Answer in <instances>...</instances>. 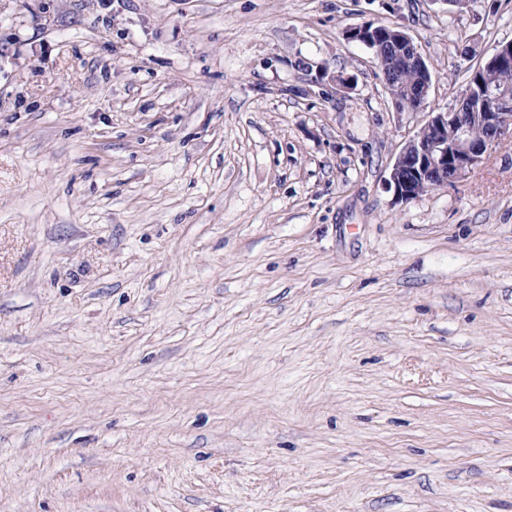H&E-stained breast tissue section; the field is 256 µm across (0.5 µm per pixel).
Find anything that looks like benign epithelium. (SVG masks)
Here are the masks:
<instances>
[{
    "label": "benign epithelium",
    "mask_w": 512,
    "mask_h": 512,
    "mask_svg": "<svg viewBox=\"0 0 512 512\" xmlns=\"http://www.w3.org/2000/svg\"><path fill=\"white\" fill-rule=\"evenodd\" d=\"M395 58L425 70L423 57L406 33L392 50ZM512 66V43L500 46L487 60L489 68ZM431 87L426 79L406 111L424 109ZM512 138V89L504 86L481 87L473 97L466 87L458 103L447 112H430L427 121L410 136L389 171L388 188L397 201L416 198L417 183L441 189L460 181L479 166L502 139Z\"/></svg>",
    "instance_id": "benign-epithelium-1"
}]
</instances>
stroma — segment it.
<instances>
[{"label": "stroma", "mask_w": 512, "mask_h": 512, "mask_svg": "<svg viewBox=\"0 0 512 512\" xmlns=\"http://www.w3.org/2000/svg\"><path fill=\"white\" fill-rule=\"evenodd\" d=\"M507 42L512 0H0V512H512V139L386 185ZM392 54L395 59L415 64L422 72H425L423 57L418 51L413 39L408 34L404 32L399 34L392 50ZM394 70L397 72L394 77V85H385L397 104V100L402 101L403 99H406L410 93H415L417 91L419 85L425 79V74L420 72L419 69L411 67L405 63H398V65L394 67ZM430 87L431 76L429 74L417 91V95H415L412 102L409 103L408 108L401 111L417 112L423 110L426 105Z\"/></svg>", "instance_id": "35a3bbf8"}]
</instances>
